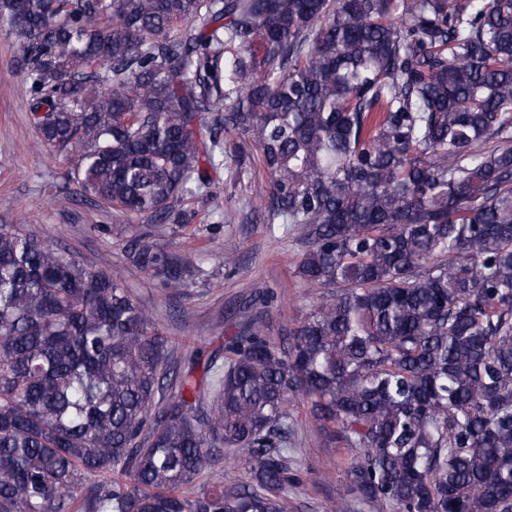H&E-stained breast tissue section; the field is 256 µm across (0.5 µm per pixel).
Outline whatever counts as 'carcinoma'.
Listing matches in <instances>:
<instances>
[{"instance_id":"1","label":"carcinoma","mask_w":512,"mask_h":512,"mask_svg":"<svg viewBox=\"0 0 512 512\" xmlns=\"http://www.w3.org/2000/svg\"><path fill=\"white\" fill-rule=\"evenodd\" d=\"M39 142L155 224L255 144L330 289L200 365L110 269L0 224V512H287L291 404L375 512H512V0H0ZM192 26L177 31L178 24ZM214 113L203 140V115ZM180 295L198 253L126 240ZM251 482L199 485L225 453Z\"/></svg>"}]
</instances>
